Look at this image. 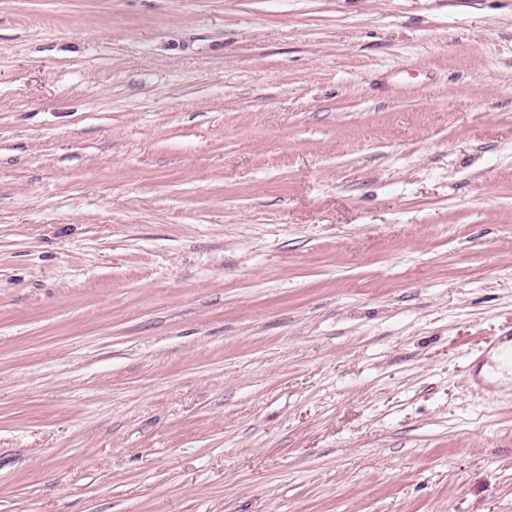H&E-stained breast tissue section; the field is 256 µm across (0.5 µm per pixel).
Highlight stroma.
<instances>
[{
	"instance_id": "35a3bbf8",
	"label": "stroma",
	"mask_w": 512,
	"mask_h": 512,
	"mask_svg": "<svg viewBox=\"0 0 512 512\" xmlns=\"http://www.w3.org/2000/svg\"><path fill=\"white\" fill-rule=\"evenodd\" d=\"M512 0H0V512H512Z\"/></svg>"
}]
</instances>
